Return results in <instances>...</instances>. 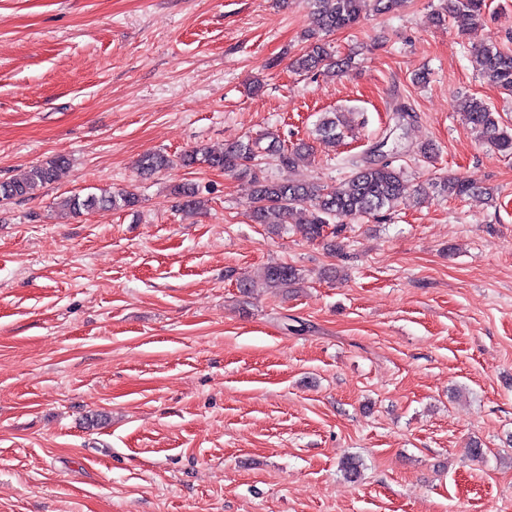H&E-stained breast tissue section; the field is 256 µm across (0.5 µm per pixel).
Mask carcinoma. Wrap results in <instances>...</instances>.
Segmentation results:
<instances>
[{
	"label": "carcinoma",
	"mask_w": 512,
	"mask_h": 512,
	"mask_svg": "<svg viewBox=\"0 0 512 512\" xmlns=\"http://www.w3.org/2000/svg\"><path fill=\"white\" fill-rule=\"evenodd\" d=\"M312 3L311 27L307 32L309 46L304 53L294 57L290 67L299 72L325 71L343 75L352 67V57L338 58L326 37L334 32L351 28L364 15L373 12L383 15L398 11L405 0H310ZM487 7L486 0H442L435 13V23L446 27L448 21L465 17L477 24ZM476 69L480 78L512 95V52L496 47L472 45ZM465 119L486 142L504 154H512V130L500 126L497 113L482 99L470 96L463 105ZM346 124L343 115L326 114L317 128V140L333 144L341 137L340 126ZM387 142L376 146L381 161L361 160L352 162V171L339 186L307 184L291 179H271L264 175L262 161L270 159L284 170H292L299 163L314 155V146L301 140L291 147L271 142L260 147L258 139H243L227 145L221 151L193 150L179 157V164L190 167L206 164L212 168L231 172L246 178L252 186L248 215L255 224H266L277 231L295 222L296 230L307 240L338 234L337 223L345 219L376 217L396 208L410 197L408 183L401 168L385 159L383 148ZM66 158L58 156L45 163L32 165L21 176L0 182V202L25 199L52 183L60 169L66 167ZM174 160L163 153H148L138 161V170L151 174L168 169ZM438 192L448 198L468 196L476 191L470 181L448 176L435 184ZM184 210H193L204 204L202 190L196 184L175 188ZM139 204V195L129 187L84 197L72 195L63 198L60 207L80 214L95 210H132ZM300 280L298 269L289 264H271L264 267L262 281L267 288H288Z\"/></svg>",
	"instance_id": "cac0c4a2"
}]
</instances>
